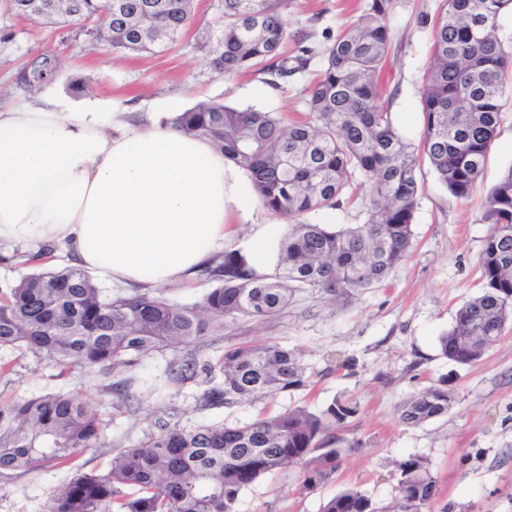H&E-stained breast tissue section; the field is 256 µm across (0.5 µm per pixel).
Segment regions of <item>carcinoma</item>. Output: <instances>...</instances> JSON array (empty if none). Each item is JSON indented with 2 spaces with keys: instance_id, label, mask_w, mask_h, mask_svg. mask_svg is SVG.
I'll use <instances>...</instances> for the list:
<instances>
[{
  "instance_id": "cac0c4a2",
  "label": "carcinoma",
  "mask_w": 512,
  "mask_h": 512,
  "mask_svg": "<svg viewBox=\"0 0 512 512\" xmlns=\"http://www.w3.org/2000/svg\"><path fill=\"white\" fill-rule=\"evenodd\" d=\"M82 12L51 21H86L112 9L99 24L118 51L151 53L190 25L192 0H81ZM287 0H221V18L203 40L214 69L230 74L275 58V74L306 68L313 50L295 63L279 56L288 37ZM393 0L368 7L323 51L319 79L305 89L310 117L287 124L274 112L236 109L202 101L174 118L184 133L205 137L224 158L246 171L268 211L291 223L278 245L279 275H257L246 259L227 252L201 270L218 283L202 302L181 304L152 290L110 292L70 265L39 270L0 290V347L42 353L51 362L86 372L131 370L142 356L199 342L224 327V319H265L284 311L295 292L311 290L342 302L384 282L407 256L418 204L417 155L382 104L378 73L390 36L386 18ZM512 0H441L434 17L432 63L421 94L423 153L440 182L457 198L469 197L483 173L500 122L503 76L512 52L498 33ZM59 67L43 53L16 78L39 89L43 73ZM366 185V219L335 229L312 224L308 214L333 210L343 196ZM492 224L480 254V291L456 312L440 337L449 360L470 365L501 336L512 319V167L485 198ZM210 364L174 357L164 377L181 384ZM222 381L204 393L210 406H231L306 385L300 355L279 344L224 351ZM149 393L156 379L136 374L112 382L113 403L129 406L133 390ZM454 402L443 379L404 400L399 418L419 425L444 415ZM356 413L335 399L321 412L297 407L228 425L185 427L159 420L144 440L121 448L104 471H79L50 502L49 512H236L240 493L261 476L306 463L303 484L314 488L333 477L340 449L327 432ZM100 422L85 404L65 393H47L0 404V474L64 463L94 447ZM321 454L314 460L308 456ZM399 495L381 506L364 492L344 489L321 512H426L436 496L427 461L410 456L398 464Z\"/></svg>"
}]
</instances>
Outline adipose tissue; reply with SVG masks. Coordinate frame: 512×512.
<instances>
[{
    "mask_svg": "<svg viewBox=\"0 0 512 512\" xmlns=\"http://www.w3.org/2000/svg\"><path fill=\"white\" fill-rule=\"evenodd\" d=\"M252 200L241 168L170 121L99 102L0 107V244L56 245L141 291L193 278L231 244L260 272L279 229L239 237Z\"/></svg>",
    "mask_w": 512,
    "mask_h": 512,
    "instance_id": "1",
    "label": "adipose tissue"
}]
</instances>
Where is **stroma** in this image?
Segmentation results:
<instances>
[{"label":"stroma","mask_w":512,"mask_h":512,"mask_svg":"<svg viewBox=\"0 0 512 512\" xmlns=\"http://www.w3.org/2000/svg\"><path fill=\"white\" fill-rule=\"evenodd\" d=\"M368 0H288L284 16L295 54L294 35L310 34L315 45L334 42L341 26L355 19ZM439 0H394L387 17L388 58L379 74L384 107L414 150L422 148L421 90L431 60L432 26ZM220 0H194L192 24L174 43L153 54H125L90 40L78 27L59 28L16 17L0 0V103L25 96L74 103L111 101L160 118L200 101L235 108L254 107L292 120L307 113L305 88L320 65L274 87L267 74L251 70L214 72L199 46L215 27ZM60 59L55 80L25 93L18 71L39 54ZM88 85L70 92L74 79ZM497 136L483 175L467 199L454 197L420 158V187L410 252L382 284L366 289L348 305L308 290L294 294L288 308L267 320H225L222 331L192 344L199 362L219 367L230 347L278 343L297 350L308 377L306 387L230 407L206 405L209 376L198 374L175 389L140 399L134 408L112 405L109 387L116 372L65 370L49 360L0 348V402L65 392L86 402L101 422L97 447L79 451L71 463H49L0 476V512H47L54 494L76 470L108 468L113 449L141 441L158 419L185 425L252 421L269 412L305 407L318 412L334 398L352 400L357 412L333 430L342 448L335 475L305 488L303 468L293 465L265 475L244 490L237 512H320L324 501L355 487L385 505L397 494L398 464L417 455L427 460L437 494L431 512H512V323L482 358L471 365L443 356L439 339L454 324L458 308L479 289L478 259L492 226L483 219L489 189L512 166V72ZM18 245H0V289L20 275L46 269ZM449 378L454 403L448 413L420 425L403 423L397 407L406 398Z\"/></svg>","instance_id":"stroma-1"}]
</instances>
